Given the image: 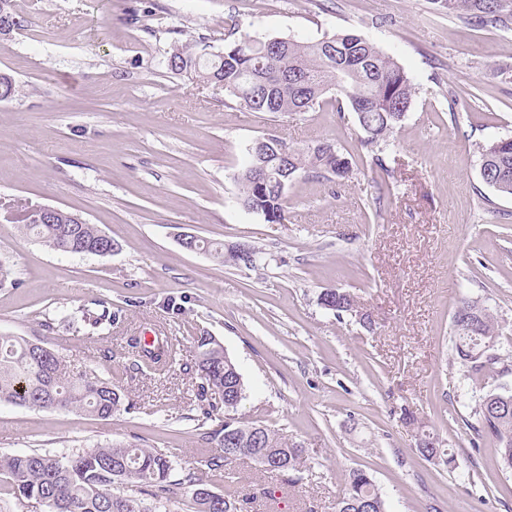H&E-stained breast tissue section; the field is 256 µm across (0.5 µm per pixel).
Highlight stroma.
Wrapping results in <instances>:
<instances>
[{
	"label": "stroma",
	"instance_id": "35a3bbf8",
	"mask_svg": "<svg viewBox=\"0 0 512 512\" xmlns=\"http://www.w3.org/2000/svg\"><path fill=\"white\" fill-rule=\"evenodd\" d=\"M33 27L0 45V74L20 93L0 102V334L44 343L77 372L120 386L131 410L103 419L0 404V454L70 456L98 443L166 453L203 468L194 386L178 366L126 374L128 337L159 325L181 359L207 332L247 387L238 416L300 443L292 476L241 457L209 488L253 495L250 512H333L351 470H365L387 512H512V471L477 435L476 396L451 360L460 298L502 322L512 354V198L480 176V148L512 136V30L474 28L434 0H15ZM256 38L315 42L355 30L412 80L411 110L378 168L355 115L332 105L271 114L232 104L220 83L166 66L175 45L224 49V21ZM273 134L329 141L349 177L289 186L288 221L240 201L245 148ZM55 206L118 243L105 257L64 256L20 234L16 215ZM190 233L263 251L256 269L185 250ZM339 288L372 317L336 318L320 294ZM121 311L111 331L65 318ZM112 352L108 362L97 353ZM417 418L406 425L402 412ZM433 433L456 468L416 449Z\"/></svg>",
	"mask_w": 512,
	"mask_h": 512
}]
</instances>
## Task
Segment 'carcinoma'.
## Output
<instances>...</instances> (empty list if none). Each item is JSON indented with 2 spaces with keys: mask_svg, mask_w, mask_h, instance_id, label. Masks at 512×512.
I'll return each mask as SVG.
<instances>
[{
  "mask_svg": "<svg viewBox=\"0 0 512 512\" xmlns=\"http://www.w3.org/2000/svg\"><path fill=\"white\" fill-rule=\"evenodd\" d=\"M448 13L470 27L491 25L512 29V0H499L493 12L486 0H445ZM17 30L31 21L16 12L12 0H0ZM166 65L174 74L224 84V92L240 107L252 112H312L323 108L324 96L334 90L347 104L335 100L336 111L349 110L364 133L361 146L372 160L388 171L380 153L387 139L403 121L415 96V87L405 70L383 54L363 34L343 32L316 42L292 38L255 39L244 35L224 47V53L208 57L189 44L176 45L167 53ZM288 147L292 177L343 179L352 171V161L330 142ZM482 181L504 197H512V138L502 137L481 147ZM274 164L263 165L252 154L239 172L241 201L250 212L283 224L288 218L287 195L274 185ZM67 211L57 224H20L18 229L62 255L104 256L114 241L94 224H77ZM210 256L235 264L225 257L224 244L198 240ZM326 309L341 318L357 313L354 297L338 288L324 292ZM69 316L93 329H112L118 321L110 310L96 313L85 307ZM501 324L487 307L461 299L452 319L453 359L467 369V380L479 391L475 415L481 430L497 444L503 466L512 470V392L494 395L490 381L512 371V356L500 352L482 355L489 342H497ZM197 355L182 364L184 374L195 380L200 416L209 420L224 410V424L207 429L201 439L220 449L206 461L207 472L222 473L237 457H248L271 470L299 474L306 467V449L290 442L259 421H241L232 415L246 397V386L237 364L213 337H196ZM126 370L139 374L146 368L163 370L176 363L177 344L164 332L147 345L131 336ZM124 391L112 380L76 373L67 362L43 344L21 336L0 335V403L35 409H77L110 418L124 404ZM419 453L449 465L454 455L440 444L420 439ZM173 462L160 450L135 444H106L70 457L47 452L0 455V476L19 501H35L46 512H162L179 486L196 487L195 512H237L235 498L224 497L205 487L204 472L190 469L171 479ZM133 482L137 494L113 492L116 484ZM336 512H387L382 493L362 469L350 471L347 490L335 504Z\"/></svg>",
  "mask_w": 512,
  "mask_h": 512,
  "instance_id": "cac0c4a2",
  "label": "carcinoma"
}]
</instances>
